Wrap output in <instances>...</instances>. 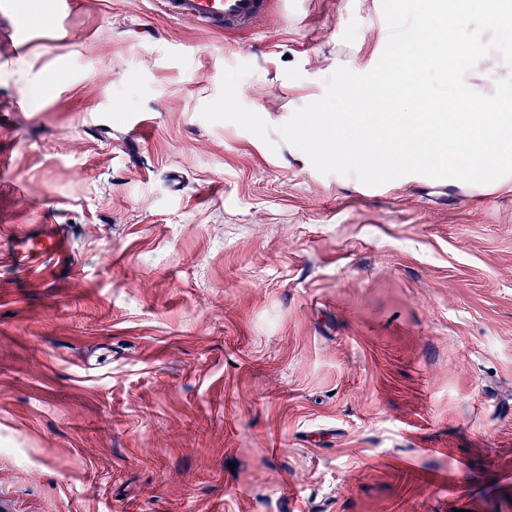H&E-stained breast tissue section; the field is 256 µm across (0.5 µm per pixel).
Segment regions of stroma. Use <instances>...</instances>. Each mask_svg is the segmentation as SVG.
<instances>
[{"label": "stroma", "mask_w": 512, "mask_h": 512, "mask_svg": "<svg viewBox=\"0 0 512 512\" xmlns=\"http://www.w3.org/2000/svg\"><path fill=\"white\" fill-rule=\"evenodd\" d=\"M271 2L0 0V233L74 258L0 265V512H512V174L319 173L277 128L381 0ZM174 21H192L214 31L250 29L268 12L269 0H157ZM68 241V225L38 224L9 238L6 250H0V263H8L27 281L45 282L68 253Z\"/></svg>", "instance_id": "1"}]
</instances>
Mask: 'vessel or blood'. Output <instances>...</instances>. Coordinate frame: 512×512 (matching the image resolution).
<instances>
[{"mask_svg": "<svg viewBox=\"0 0 512 512\" xmlns=\"http://www.w3.org/2000/svg\"><path fill=\"white\" fill-rule=\"evenodd\" d=\"M174 21H191L214 31L250 29L268 12L269 0H157ZM69 231L64 224H39L18 232L0 250L8 264L28 281L52 278L68 252Z\"/></svg>", "mask_w": 512, "mask_h": 512, "instance_id": "vessel-or-blood-1", "label": "vessel or blood"}]
</instances>
